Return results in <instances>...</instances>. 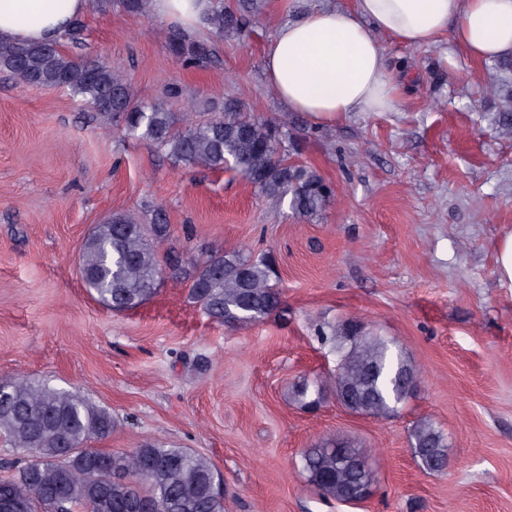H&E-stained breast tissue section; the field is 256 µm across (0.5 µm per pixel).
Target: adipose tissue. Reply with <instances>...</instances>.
<instances>
[{"label": "adipose tissue", "mask_w": 512, "mask_h": 512, "mask_svg": "<svg viewBox=\"0 0 512 512\" xmlns=\"http://www.w3.org/2000/svg\"><path fill=\"white\" fill-rule=\"evenodd\" d=\"M215 0H151L152 14L195 34ZM87 0H0V39L54 42ZM426 47L442 35L485 63L512 56V0H355L353 9L319 5L279 24L264 53L266 78L281 103L318 125L351 112H390L398 89L379 35Z\"/></svg>", "instance_id": "obj_1"}]
</instances>
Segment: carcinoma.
<instances>
[{
  "mask_svg": "<svg viewBox=\"0 0 512 512\" xmlns=\"http://www.w3.org/2000/svg\"><path fill=\"white\" fill-rule=\"evenodd\" d=\"M124 12L150 15L149 0H119ZM244 16L217 0L207 16L209 30L222 36L238 30ZM169 49L188 67L212 61L213 49L175 28ZM0 72L37 87L70 91L89 102L129 138L145 140L175 165L211 171L231 167L264 198L292 214L313 218L334 199V191L314 168L293 159L282 144L297 147L286 121L266 122L233 99L220 112H200L177 125L160 104L140 99L127 79L92 57L76 58L58 43L0 41ZM162 209L143 224L134 213L115 214L87 237L79 255L82 281L90 295L112 311H127L151 298L164 277L189 279V296L212 321L234 327L260 322L281 305L278 276L266 254L214 253L191 272L168 245ZM321 341L336 353L330 377L335 397L348 411L386 419L409 398L417 376L413 362L394 344L359 322L320 329ZM323 381L302 383L295 398L316 404ZM112 412L78 393L45 380L0 379V437L10 446L9 475L0 478V512H224L222 480L212 462L186 448L158 442L131 451H103L91 445L110 435ZM418 466L444 469L448 444L422 418L410 430ZM372 450L329 437L301 456L308 485L340 502L362 494L373 478Z\"/></svg>",
  "mask_w": 512,
  "mask_h": 512,
  "instance_id": "carcinoma-1",
  "label": "carcinoma"
}]
</instances>
